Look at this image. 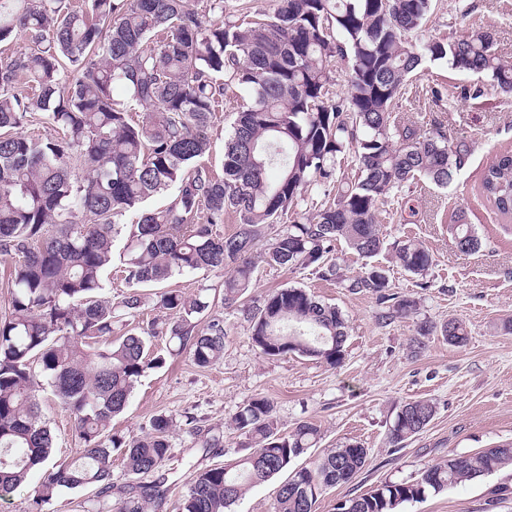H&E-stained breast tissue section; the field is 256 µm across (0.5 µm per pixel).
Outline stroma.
I'll list each match as a JSON object with an SVG mask.
<instances>
[{
    "mask_svg": "<svg viewBox=\"0 0 512 512\" xmlns=\"http://www.w3.org/2000/svg\"><path fill=\"white\" fill-rule=\"evenodd\" d=\"M481 27L494 30L500 53L512 59V0H432L428 21L413 40L456 37ZM470 83L467 74L428 61L407 81L394 105L399 122L427 132L443 127L449 142L463 138L471 147L467 164L451 185L442 188L420 178L392 192L379 209L386 247L370 262L387 270L392 293L416 298L414 314L387 318L388 306L376 294L345 288L344 279L357 275L367 261L342 242L331 253L343 276L339 282L325 280L314 266L258 265L252 298L300 286L342 312L349 329L340 366L264 354L252 343L249 324L239 311L224 308L223 274L193 272L171 280V287L186 294L214 297L213 312L223 316L226 335L223 357L207 368L194 365L187 354L168 353L165 338H153V351L165 355L166 363L143 374L126 409L112 421L114 433L132 437L146 431L154 415L173 419L171 455L161 468L166 494L152 512H180L194 472L229 467L252 453L250 440L231 419L257 394L274 402L282 430L301 419L319 426L321 438L304 464L354 441L369 452L355 478L322 493L313 512H336L340 500L387 481L414 480L425 467L448 456L512 442V329L505 327L512 322V221L496 214L478 194L483 169L497 153L512 150V95L488 84L478 98L463 97ZM248 100L244 87L225 82L209 130L207 165L213 172L222 170L224 143ZM459 210L482 239L478 254L460 253L448 232ZM409 238L435 256L423 286L392 259L393 243ZM449 319L465 324V345L448 344L439 336L418 337L421 322ZM417 340L422 347L416 351L412 345ZM418 398L435 404L434 419L402 446H393L389 429L399 407ZM40 401L56 459L78 457L82 444L69 412L51 390H44ZM196 425L213 429L220 447H201L192 432ZM395 512H512V468L401 503Z\"/></svg>",
    "mask_w": 512,
    "mask_h": 512,
    "instance_id": "obj_1",
    "label": "stroma"
}]
</instances>
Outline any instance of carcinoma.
Returning <instances> with one entry per match:
<instances>
[{
  "label": "carcinoma",
  "mask_w": 512,
  "mask_h": 512,
  "mask_svg": "<svg viewBox=\"0 0 512 512\" xmlns=\"http://www.w3.org/2000/svg\"><path fill=\"white\" fill-rule=\"evenodd\" d=\"M431 0H277L273 13L239 24L220 19L224 0L197 10L188 0H0V43L24 35L26 51L0 57V252L19 257L11 270L9 313L0 318V500L34 472L42 482L30 512L63 490L94 487L92 512H147L164 496L156 476L171 455L172 418L152 417L148 431L126 441L109 431L138 379L164 363L151 339L188 353L199 367L224 355V320L198 329L211 309L207 297L166 289L185 272L224 273V307L241 306L251 340L268 356L299 355L330 366L344 359L348 324L342 313L301 287L278 288L261 304H247L258 248L268 264L318 266L336 242L361 258L382 251L379 204L418 177L448 186L470 156L464 139L448 144L439 128L424 132L392 117L405 81L423 62H445L472 77L466 94L484 82L512 93V60L502 57L492 30L416 43ZM348 64L346 95L332 99L329 63ZM229 75L252 94L224 146V177L210 175L209 129ZM30 92L16 91L17 85ZM149 112L132 123V105ZM53 134L24 131L33 118ZM351 159L353 179L336 184L337 166ZM165 205L144 210L134 224L126 213L171 187ZM323 189L309 202L308 189ZM479 194L497 214L512 218V151L483 170ZM311 213L276 229L283 216ZM233 212L239 224L224 236L213 226ZM206 223L197 224L198 213ZM448 231L457 249L473 254L481 238L464 213ZM126 240L119 259L129 291L116 304L99 297L112 263L114 241ZM404 271L425 278L433 254L407 239L394 249ZM351 291L391 302L394 317L416 310L411 297L389 292L387 270L364 266L346 279ZM152 307L161 315L132 323ZM418 335L462 346V322L421 323ZM48 386L74 419L83 443L79 457L59 462L41 415L39 392ZM428 399L405 403L390 429L399 447L434 418ZM255 451L234 465L192 475L183 512H231L252 487L286 469L320 439V428L300 420L281 431L271 400L251 397L232 417ZM123 455L125 475L140 494L114 505L112 454ZM359 443L334 448L302 467L279 488L273 512H312L321 491L351 481L366 465ZM512 465V442L427 466L419 478L386 481L349 498L338 509L394 512L397 505L480 480ZM156 476L152 482L146 478Z\"/></svg>",
  "instance_id": "carcinoma-1"
}]
</instances>
